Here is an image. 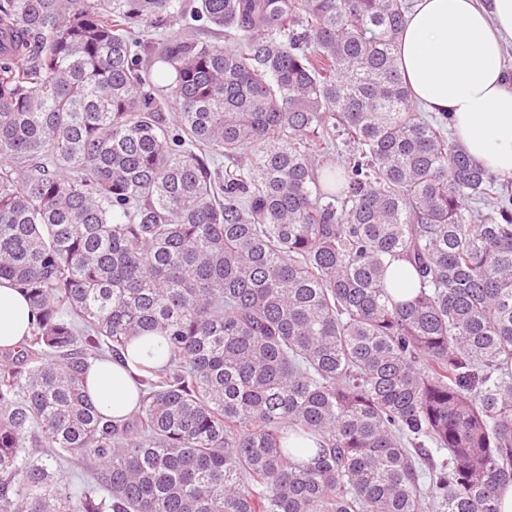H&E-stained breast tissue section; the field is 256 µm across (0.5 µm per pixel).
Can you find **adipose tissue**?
<instances>
[{
    "mask_svg": "<svg viewBox=\"0 0 512 512\" xmlns=\"http://www.w3.org/2000/svg\"><path fill=\"white\" fill-rule=\"evenodd\" d=\"M512 40V0H415L400 38L397 62L413 100L448 114L459 143L489 172L512 178V72L503 49ZM33 314L12 283L0 279V348L15 350ZM150 344L131 342L119 361L95 363L88 392L113 422L138 405L131 377L149 363Z\"/></svg>",
    "mask_w": 512,
    "mask_h": 512,
    "instance_id": "obj_1",
    "label": "adipose tissue"
}]
</instances>
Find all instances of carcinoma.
<instances>
[{
	"instance_id": "cac0c4a2",
	"label": "carcinoma",
	"mask_w": 512,
	"mask_h": 512,
	"mask_svg": "<svg viewBox=\"0 0 512 512\" xmlns=\"http://www.w3.org/2000/svg\"><path fill=\"white\" fill-rule=\"evenodd\" d=\"M409 9L0 0V279L35 316L0 512H73L70 458L82 512H499L512 203L412 100ZM148 333L114 424L88 371ZM88 462L82 459H72L61 465V474L64 482L79 496L83 488V477L87 470Z\"/></svg>"
}]
</instances>
